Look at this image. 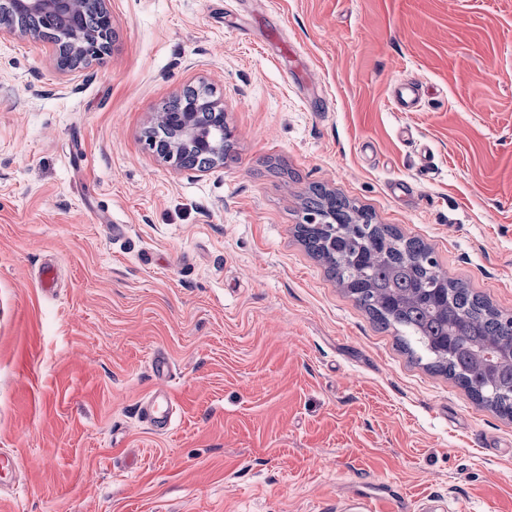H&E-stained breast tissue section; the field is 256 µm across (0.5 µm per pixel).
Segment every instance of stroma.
I'll list each match as a JSON object with an SVG mask.
<instances>
[{"mask_svg": "<svg viewBox=\"0 0 512 512\" xmlns=\"http://www.w3.org/2000/svg\"><path fill=\"white\" fill-rule=\"evenodd\" d=\"M108 6L103 63L66 78L52 43L0 41V512H512V419L295 231L321 186L512 314V0ZM405 80L418 111L394 109ZM187 85L232 132L206 174L145 140ZM157 392L164 435L137 413ZM390 510V504L378 496H364L356 504L336 505V512H386Z\"/></svg>", "mask_w": 512, "mask_h": 512, "instance_id": "obj_1", "label": "stroma"}]
</instances>
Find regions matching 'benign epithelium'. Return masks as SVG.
Returning <instances> with one entry per match:
<instances>
[{
	"label": "benign epithelium",
	"mask_w": 512,
	"mask_h": 512,
	"mask_svg": "<svg viewBox=\"0 0 512 512\" xmlns=\"http://www.w3.org/2000/svg\"><path fill=\"white\" fill-rule=\"evenodd\" d=\"M89 15L96 21L92 30L81 27ZM31 17L49 25L61 23L59 33L69 55L87 67L108 52L104 44L114 27L107 0H0V38L40 36V30L27 25ZM171 111L176 113V130L158 152L162 161L174 169L201 171L224 164V103L188 85L173 99Z\"/></svg>",
	"instance_id": "obj_1"
}]
</instances>
